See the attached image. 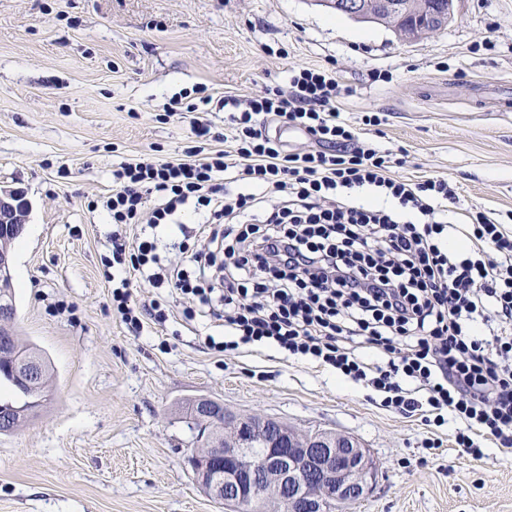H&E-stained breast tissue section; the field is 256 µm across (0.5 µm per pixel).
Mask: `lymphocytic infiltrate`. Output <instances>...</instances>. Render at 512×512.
<instances>
[{
  "label": "lymphocytic infiltrate",
  "instance_id": "obj_1",
  "mask_svg": "<svg viewBox=\"0 0 512 512\" xmlns=\"http://www.w3.org/2000/svg\"><path fill=\"white\" fill-rule=\"evenodd\" d=\"M341 94L335 71L303 67L250 97L200 85L168 98L162 112L188 120L195 146L120 162L112 192L88 203L117 226L104 263L112 306L137 334L144 319L165 324L169 305L139 303L135 281L171 288L198 302L186 321L223 311L225 350L260 343L332 367L381 406L455 420L453 444L473 460L488 442L511 454L512 228L481 211L445 221L452 183L394 176L391 152L342 119ZM210 104L226 114L228 148L209 145L199 108ZM278 126L296 142L271 135ZM363 188L382 203L354 201ZM190 206L209 214L208 247L186 257L192 280L126 231L178 223Z\"/></svg>",
  "mask_w": 512,
  "mask_h": 512
}]
</instances>
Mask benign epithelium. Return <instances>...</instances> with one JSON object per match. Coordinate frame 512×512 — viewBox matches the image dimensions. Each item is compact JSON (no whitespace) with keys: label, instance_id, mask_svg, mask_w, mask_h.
I'll return each mask as SVG.
<instances>
[{"label":"benign epithelium","instance_id":"1","mask_svg":"<svg viewBox=\"0 0 512 512\" xmlns=\"http://www.w3.org/2000/svg\"><path fill=\"white\" fill-rule=\"evenodd\" d=\"M29 203L19 190H0V279L9 277L11 242L22 234ZM13 306L0 301V362L22 381L41 379V363L13 337ZM207 400L197 401L198 448L191 455L197 481L205 492L235 512L248 504L268 512L281 501L288 512H327L331 503L346 505L365 498L376 481V463L353 437L332 431L303 433L275 423L268 448L255 454L244 438L248 428H266L270 419L224 417Z\"/></svg>","mask_w":512,"mask_h":512}]
</instances>
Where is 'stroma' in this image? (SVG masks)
<instances>
[{
	"mask_svg": "<svg viewBox=\"0 0 512 512\" xmlns=\"http://www.w3.org/2000/svg\"><path fill=\"white\" fill-rule=\"evenodd\" d=\"M284 52L271 55L267 45ZM334 66L343 119L391 150L404 178L445 177L469 213L512 211V0H457L448 25L404 41L318 0H0V189L29 216L11 269L15 324L52 377L27 423L0 434V512H225L189 462V400L302 431L351 435L378 467L373 493L343 512H512V454L475 461L442 429L438 454L418 417L382 409L367 390L270 348L222 355L186 322L189 299L140 283L139 301L169 299L165 325L128 333L112 313L101 258L113 231L88 199L112 169L189 144L158 106L193 85L250 96L294 68ZM387 80H374L375 72ZM73 313L50 315L57 301Z\"/></svg>",
	"mask_w": 512,
	"mask_h": 512,
	"instance_id": "1",
	"label": "stroma"
}]
</instances>
